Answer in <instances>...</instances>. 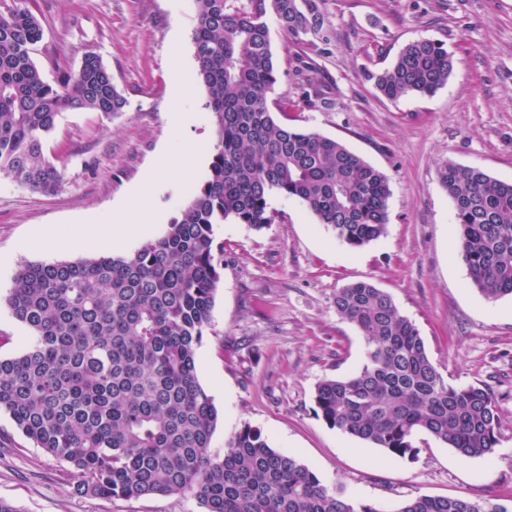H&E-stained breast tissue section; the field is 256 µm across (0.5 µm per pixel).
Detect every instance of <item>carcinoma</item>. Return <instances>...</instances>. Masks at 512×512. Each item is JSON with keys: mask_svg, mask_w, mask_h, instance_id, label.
I'll list each match as a JSON object with an SVG mask.
<instances>
[{"mask_svg": "<svg viewBox=\"0 0 512 512\" xmlns=\"http://www.w3.org/2000/svg\"><path fill=\"white\" fill-rule=\"evenodd\" d=\"M196 79L216 142L206 177L164 233L131 252L22 266L6 298L30 332L26 350L0 358V413L35 447L68 464L76 491L101 498L189 493L206 512H380L329 487L248 424L210 454L219 414L201 385L196 350L224 269L215 227L275 222L269 198L299 201L352 249L387 233L389 178L342 142L280 121L269 106L277 66L267 20L294 38L326 40L318 0H194ZM44 22L33 0H0V174L52 192L64 181L45 143L62 113L110 117L127 101L99 55L50 82L35 62ZM453 57L431 40L407 43L373 74L396 100L431 96ZM471 284L512 295V182L445 162ZM336 312L364 341V362L324 378L316 415L329 427L414 458L426 434L463 459L499 444L498 403L487 385H455L432 361L392 297L359 281L336 291ZM396 512H512L494 499L421 495Z\"/></svg>", "mask_w": 512, "mask_h": 512, "instance_id": "cac0c4a2", "label": "carcinoma"}]
</instances>
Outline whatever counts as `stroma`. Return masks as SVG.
Wrapping results in <instances>:
<instances>
[{"instance_id": "obj_1", "label": "stroma", "mask_w": 512, "mask_h": 512, "mask_svg": "<svg viewBox=\"0 0 512 512\" xmlns=\"http://www.w3.org/2000/svg\"><path fill=\"white\" fill-rule=\"evenodd\" d=\"M329 44L270 36L278 80L270 95L283 122L343 142L385 173L392 191L387 233L352 249L298 201L278 195L274 224L227 222L224 272L202 342L197 375L220 420L210 452L242 425L295 455L328 486L380 512L420 495L496 498L512 505V296L486 299L456 251L453 205L439 183L444 162L478 166L512 181V0H318ZM44 39L36 57L47 79L100 55L127 100L105 118L63 113L46 148L64 171L44 193L0 176V357L28 345L5 298L21 266L128 252L163 234L207 173L216 140L195 78L193 0H35ZM427 39L453 56L432 96L390 100L368 73L390 67L408 42ZM180 68H173V55ZM313 61L324 90L307 100L294 77ZM190 115L173 133L171 117ZM192 147L189 164L165 160ZM368 281L391 295L418 328L451 383L490 384L499 445L461 459L422 435L414 458H396L329 427L313 394L325 378L363 364L357 327L336 311L339 288ZM71 468L36 448L0 414V499L19 512H205L189 494L104 499L76 493Z\"/></svg>"}]
</instances>
